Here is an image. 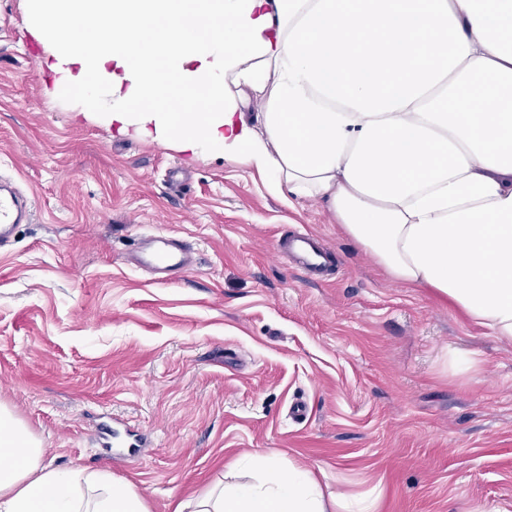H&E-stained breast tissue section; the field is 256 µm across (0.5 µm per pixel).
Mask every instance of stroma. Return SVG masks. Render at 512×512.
I'll use <instances>...</instances> for the list:
<instances>
[{"label": "stroma", "instance_id": "obj_1", "mask_svg": "<svg viewBox=\"0 0 512 512\" xmlns=\"http://www.w3.org/2000/svg\"><path fill=\"white\" fill-rule=\"evenodd\" d=\"M27 0H0V180L33 202L0 250V404L43 465L135 484L175 512L246 455L325 471L345 512H512V343L393 283L310 200L52 97ZM195 263L154 282L144 233ZM307 232L323 274L278 257Z\"/></svg>", "mask_w": 512, "mask_h": 512}]
</instances>
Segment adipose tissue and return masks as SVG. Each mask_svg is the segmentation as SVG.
<instances>
[{"label":"adipose tissue","instance_id":"ef3b65f1","mask_svg":"<svg viewBox=\"0 0 512 512\" xmlns=\"http://www.w3.org/2000/svg\"><path fill=\"white\" fill-rule=\"evenodd\" d=\"M52 92L186 155L320 200L394 281L512 342V0H29ZM0 405V512H148L50 468ZM176 512H330L274 452Z\"/></svg>","mask_w":512,"mask_h":512}]
</instances>
